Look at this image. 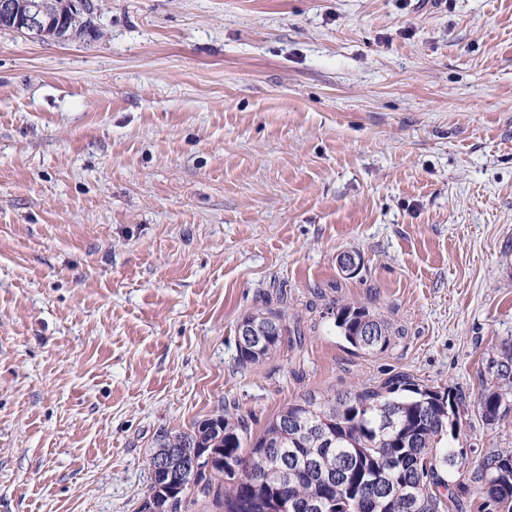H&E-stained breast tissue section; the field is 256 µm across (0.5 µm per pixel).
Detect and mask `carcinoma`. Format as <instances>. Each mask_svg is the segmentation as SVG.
Returning <instances> with one entry per match:
<instances>
[{"label":"carcinoma","instance_id":"cac0c4a2","mask_svg":"<svg viewBox=\"0 0 512 512\" xmlns=\"http://www.w3.org/2000/svg\"><path fill=\"white\" fill-rule=\"evenodd\" d=\"M97 9L63 21L70 35L93 25ZM285 313L268 309L242 319L272 327L258 351L238 349L242 365H256L281 344L288 327ZM371 322L378 335H363ZM335 327L358 351L386 348L400 333L369 308L344 305ZM460 392L444 395L403 375L378 388L316 397L310 395L272 418L262 434L251 436L239 413H224L164 437L154 456L169 448L192 452L204 443L224 449V468L202 462L183 478L185 492L174 496L150 483V499L163 512H181L190 494L213 497L221 512H281L288 500L294 512H463L472 485L491 502L512 512V449H490L470 458L457 454L462 438ZM482 418L501 421L512 415V341L487 362L479 398Z\"/></svg>","mask_w":512,"mask_h":512}]
</instances>
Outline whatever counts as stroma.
<instances>
[{
    "label": "stroma",
    "mask_w": 512,
    "mask_h": 512,
    "mask_svg": "<svg viewBox=\"0 0 512 512\" xmlns=\"http://www.w3.org/2000/svg\"><path fill=\"white\" fill-rule=\"evenodd\" d=\"M98 4L0 31V512H138L165 435L400 374L512 448L477 403L512 339V0ZM348 303L401 335L354 349ZM283 321H285L284 311H276L273 309H268L264 312L261 311L253 315H248L241 320L240 323L244 322L246 324H253L256 326L271 325L272 327V334L270 335L268 342L259 348L257 352L254 350H247L245 348L241 349L238 345L237 339L239 361L243 366L247 367L248 365L259 364L263 359H265L278 348L282 342L285 332H288V327L283 324Z\"/></svg>",
    "instance_id": "1"
}]
</instances>
